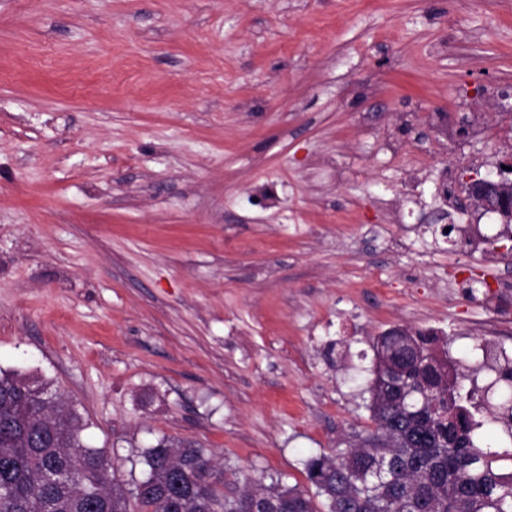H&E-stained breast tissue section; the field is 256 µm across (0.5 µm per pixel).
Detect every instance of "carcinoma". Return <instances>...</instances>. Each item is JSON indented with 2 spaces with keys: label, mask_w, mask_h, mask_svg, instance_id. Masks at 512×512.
I'll use <instances>...</instances> for the list:
<instances>
[{
  "label": "carcinoma",
  "mask_w": 512,
  "mask_h": 512,
  "mask_svg": "<svg viewBox=\"0 0 512 512\" xmlns=\"http://www.w3.org/2000/svg\"><path fill=\"white\" fill-rule=\"evenodd\" d=\"M417 358L391 333L400 372L375 369L369 391L374 427L346 451L305 461L314 494L296 486L228 497L216 486L211 458L191 443L162 437L142 451L144 475L129 492L104 451L84 445L82 417L63 407L46 383L0 372V512H512V473L500 474L499 454L482 446V397L458 392L463 372L415 332ZM490 423L512 446V398Z\"/></svg>",
  "instance_id": "1"
}]
</instances>
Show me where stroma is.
I'll use <instances>...</instances> for the list:
<instances>
[{
  "instance_id": "35a3bbf8",
  "label": "stroma",
  "mask_w": 512,
  "mask_h": 512,
  "mask_svg": "<svg viewBox=\"0 0 512 512\" xmlns=\"http://www.w3.org/2000/svg\"><path fill=\"white\" fill-rule=\"evenodd\" d=\"M512 0H0V370L43 378L125 488L165 436L218 487L309 489L372 428L374 339L512 322L493 212ZM507 170L499 169L495 174L488 173L483 177H470L469 200L472 205L485 211L497 212L504 220L505 214L512 213V178H508ZM512 174V165L511 173Z\"/></svg>"
}]
</instances>
